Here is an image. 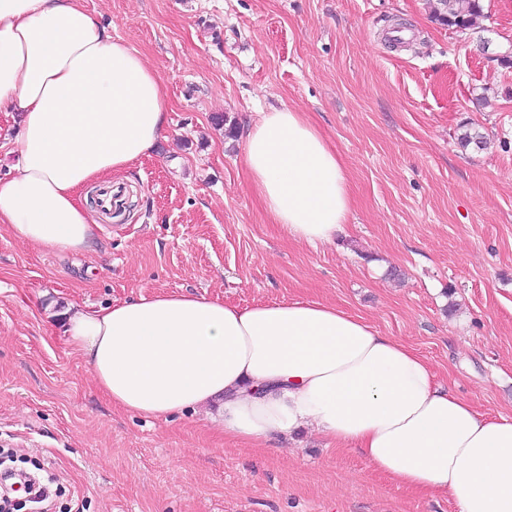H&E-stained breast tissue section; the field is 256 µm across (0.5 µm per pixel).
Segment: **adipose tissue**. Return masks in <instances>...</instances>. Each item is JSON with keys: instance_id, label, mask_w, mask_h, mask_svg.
<instances>
[{"instance_id": "obj_1", "label": "adipose tissue", "mask_w": 512, "mask_h": 512, "mask_svg": "<svg viewBox=\"0 0 512 512\" xmlns=\"http://www.w3.org/2000/svg\"><path fill=\"white\" fill-rule=\"evenodd\" d=\"M0 112L21 120L0 224L61 251L93 238L81 189L151 155L168 127L155 71L82 0H0ZM244 164L284 238L315 245L342 232L348 178L304 113H263ZM65 334L115 407L164 419L209 410L252 448L309 428L398 486L447 495L457 512H512V420L482 415L413 349L334 304L141 296L72 307Z\"/></svg>"}]
</instances>
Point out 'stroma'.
Here are the masks:
<instances>
[{
	"mask_svg": "<svg viewBox=\"0 0 512 512\" xmlns=\"http://www.w3.org/2000/svg\"><path fill=\"white\" fill-rule=\"evenodd\" d=\"M476 29L435 0H84L160 75L169 129L107 181L89 250L0 227V448L40 461L83 512H457L300 430L265 448L204 413L114 409L68 346V306L184 292L247 307L321 299L417 351L437 383L512 419V0ZM308 115L353 210L336 243L289 241L243 163L260 113ZM474 127L484 149L462 148Z\"/></svg>",
	"mask_w": 512,
	"mask_h": 512,
	"instance_id": "1",
	"label": "stroma"
}]
</instances>
